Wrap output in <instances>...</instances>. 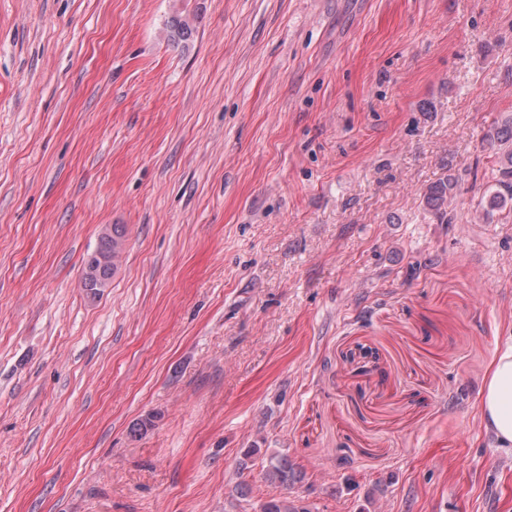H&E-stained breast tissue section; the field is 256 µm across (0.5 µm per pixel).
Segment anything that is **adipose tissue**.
I'll list each match as a JSON object with an SVG mask.
<instances>
[{"mask_svg":"<svg viewBox=\"0 0 512 512\" xmlns=\"http://www.w3.org/2000/svg\"><path fill=\"white\" fill-rule=\"evenodd\" d=\"M485 429L499 447H512V337L495 350L476 401Z\"/></svg>","mask_w":512,"mask_h":512,"instance_id":"obj_1","label":"adipose tissue"}]
</instances>
